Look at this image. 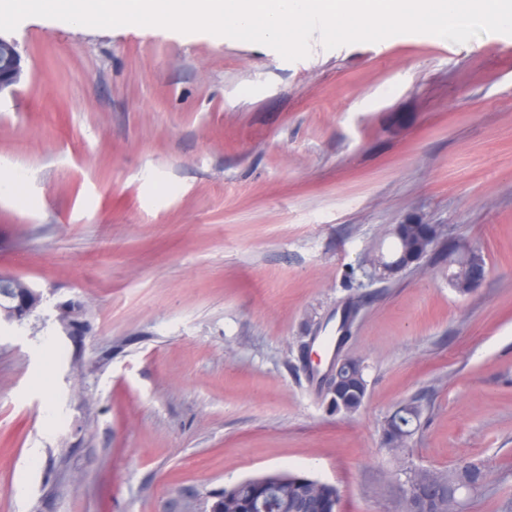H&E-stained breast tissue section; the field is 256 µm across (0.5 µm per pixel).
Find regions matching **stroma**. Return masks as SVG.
<instances>
[{
	"label": "stroma",
	"instance_id": "35a3bbf8",
	"mask_svg": "<svg viewBox=\"0 0 512 512\" xmlns=\"http://www.w3.org/2000/svg\"><path fill=\"white\" fill-rule=\"evenodd\" d=\"M0 101V272L83 308L0 328V512H184L269 471L335 484L339 512H404L407 469L483 465L463 512L512 505V36L424 33L288 61L153 26L31 17ZM446 225L370 278L407 218ZM480 248L473 294L448 257ZM342 352L349 417L309 376ZM422 408L404 449L384 427ZM424 225L425 233L427 237L431 240L432 245L431 248L427 251L422 250L416 256L406 257L404 256V260L402 263H395L398 259L403 258V249L404 244L396 237L393 236L394 242L391 251L388 255H386L390 261L386 262L382 255L373 254V258L369 260L370 267L372 269L373 275H376L380 278H385L386 276H391L401 271H404L411 266L418 265L428 254L433 251L436 246L441 233L442 226L440 224H422ZM363 371L364 369L361 367L360 363H352L350 369H346L343 372V379L351 381L353 384L345 396L341 398L335 395L331 396L329 404L330 413L351 415L359 410L363 404L364 397H366L360 382L362 384L366 383L367 393V382L364 378Z\"/></svg>",
	"mask_w": 512,
	"mask_h": 512
}]
</instances>
